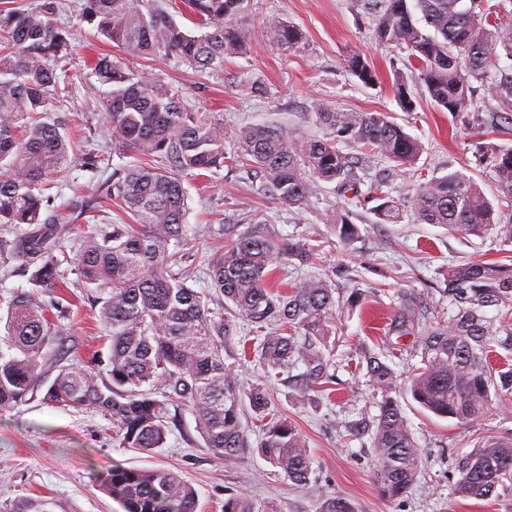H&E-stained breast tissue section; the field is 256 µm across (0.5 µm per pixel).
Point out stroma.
<instances>
[{
  "label": "stroma",
  "mask_w": 512,
  "mask_h": 512,
  "mask_svg": "<svg viewBox=\"0 0 512 512\" xmlns=\"http://www.w3.org/2000/svg\"><path fill=\"white\" fill-rule=\"evenodd\" d=\"M59 24L70 33L74 52L61 64L69 77L68 90L50 101L48 115L69 136L75 150L98 149L95 170L74 168L71 177L82 188L73 194L62 188L54 203L67 210L74 225L86 226L92 217H110L124 223L117 207L109 205L105 189L123 160L112 150L109 128L100 124L97 100L101 86L85 60L108 54L121 58L115 44L98 36L80 19L81 0H62ZM285 20L298 26L307 47L288 53L270 46L261 34L269 23ZM244 25L251 30L248 51L228 58L223 71L200 73L171 57L134 60L135 71L164 82L179 92L194 111L208 113L223 123L225 135L249 123L270 124L291 135L324 137L326 130L312 115L332 112H386L418 138L424 151L415 166L393 171L391 194L406 199L418 187L451 171L476 180L487 197H494L496 181L483 146H512V126L500 122L512 103L497 97L487 83L472 85L473 106L468 116L454 118L418 97L414 111H405L395 94V77H404L417 92L414 71L406 51L376 41L373 22L359 0H253ZM358 54L374 66L377 80L366 85L344 65ZM252 77L263 82L264 93L254 94L238 81ZM188 191L187 222L195 249L185 268L190 287L201 290L202 275L217 248L229 244L225 225L245 231L253 217H262L268 234L278 238L300 236L312 253L306 265L275 275L273 285L302 275L326 278L336 290L335 389L315 399L302 376V367L280 375H266L258 360L243 356L241 338L256 336L254 325L235 319L234 340L224 351V362L238 376L243 389H267L271 407L288 418L305 436L312 456V480L323 491L348 499L355 512H512V500L491 497L463 499L452 493L457 458L474 448L512 438V399L495 405L480 421L467 425L422 410L407 391L398 399L422 451L421 472L410 493L400 499L382 498L374 483L377 466L369 438H352L347 421L359 414H377L380 395L368 381L356 358L365 348L386 357L401 376L419 366L411 338L388 335L386 324L404 296L417 298L425 310L447 306L441 293L449 266L477 261L512 263V244L500 239L460 236L436 224L418 223L409 207L400 218L381 223L375 200L348 203L334 184L320 183L303 207L286 208L254 193L240 166L225 163L219 170L184 181ZM347 208L359 228L358 237L342 244L336 236L337 211ZM73 248L60 253L61 269L70 281V312L59 325L70 348V360L81 367L105 369L109 351L102 346L91 300L75 271ZM361 295L350 305L351 295ZM165 444L148 453L123 447L111 417L47 405L34 398L0 411V512H11L19 501L45 496L54 512H121L103 491L98 477L112 466L166 468L179 473L196 489L197 512H224V500L243 493L257 502H273L278 512H319L321 502L306 489L274 474L259 454L224 458L213 454L196 429L189 407L172 409Z\"/></svg>",
  "instance_id": "obj_1"
}]
</instances>
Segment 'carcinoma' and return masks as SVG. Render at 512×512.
Listing matches in <instances>:
<instances>
[{
    "instance_id": "carcinoma-1",
    "label": "carcinoma",
    "mask_w": 512,
    "mask_h": 512,
    "mask_svg": "<svg viewBox=\"0 0 512 512\" xmlns=\"http://www.w3.org/2000/svg\"><path fill=\"white\" fill-rule=\"evenodd\" d=\"M247 0H184L204 29L183 30L164 11L144 14L140 0H84L82 18L97 34L132 58L175 56L200 71L221 70L226 58L245 49ZM373 16L375 39L400 47L418 63V79L434 106L453 117L472 106L471 81L512 100V28L504 26L489 0H364ZM59 0H41L32 10L0 6V224L19 231L12 257L29 273L31 288L10 296L0 322V410L24 404L37 392L47 404L92 409L112 417L122 444L142 452L166 441L170 408L188 406L209 450L233 458L252 451L242 420L239 379L224 364L232 325L216 318L211 305H232L234 314L259 329L260 363L276 372L302 363L310 390L321 393L335 379L334 289L321 277L299 279L286 291L270 288L272 265L307 263L303 240L278 241L254 229L238 234L208 264L209 290L199 292L174 271L195 247L186 224L183 176H200L224 164V127L188 107L177 91L99 56L89 67L106 87L101 119L112 130V147L137 155L112 173L107 198L132 220L100 224L79 234L75 267L84 287L96 294V317L109 343L106 372L69 363L65 337L48 309L62 311L45 292L66 287L56 251L75 233L45 191L63 186L77 161L93 169L91 153L79 155L59 128L46 120L50 99L64 73L59 61L71 55L68 32L57 23ZM266 40L284 52L305 50L301 30L286 22L268 25ZM345 68L364 84L377 80L358 54ZM395 91L402 108L415 103L403 77ZM327 130L319 139L293 138L270 125H246L235 134L233 158L259 182L258 192L288 208L306 205L319 182L336 184L343 197L359 199V159L343 152L350 143L403 167H412L423 148L386 112H318ZM498 204L478 183L449 172L423 183L408 205L423 224L462 235L496 234L512 243V147L491 148ZM384 170L371 193L385 222L399 206L385 192ZM336 236L345 244L359 235L349 211L336 213ZM448 311L426 321L417 301L404 299L388 333L414 336L421 366L407 391L424 410L461 423L483 418L512 395V367L492 358L512 356V265L468 263L448 268ZM361 363L377 387L379 413L348 424L355 435L370 434L378 459L375 481L387 499L406 496L416 484L421 455L406 417L392 393L398 373L380 355L364 352ZM253 414L268 420L257 451L293 484L311 486V455L304 435L286 418L270 416L267 391L248 393ZM452 492L463 499L512 497V442L478 448L456 462ZM122 512H197L198 495L179 474L115 465L99 477ZM321 512H354L348 500L317 492ZM49 499H27L11 512H53ZM224 512H278L245 494L224 499Z\"/></svg>"
}]
</instances>
